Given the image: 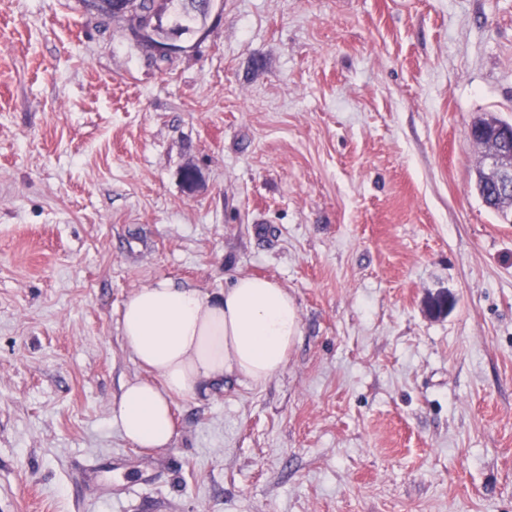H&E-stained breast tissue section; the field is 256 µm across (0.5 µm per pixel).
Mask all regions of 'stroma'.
I'll list each match as a JSON object with an SVG mask.
<instances>
[{
  "label": "stroma",
  "instance_id": "35a3bbf8",
  "mask_svg": "<svg viewBox=\"0 0 512 512\" xmlns=\"http://www.w3.org/2000/svg\"><path fill=\"white\" fill-rule=\"evenodd\" d=\"M183 43L0 0V512H512V224L468 133L512 122V0H217ZM240 275L294 297L286 367L133 447L125 300ZM480 198L482 202L496 214L502 217L501 212L505 209L512 211L511 196H502L493 183H483L480 187Z\"/></svg>",
  "mask_w": 512,
  "mask_h": 512
}]
</instances>
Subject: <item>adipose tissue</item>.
Returning <instances> with one entry per match:
<instances>
[{
  "label": "adipose tissue",
  "instance_id": "ef3b65f1",
  "mask_svg": "<svg viewBox=\"0 0 512 512\" xmlns=\"http://www.w3.org/2000/svg\"><path fill=\"white\" fill-rule=\"evenodd\" d=\"M125 344L149 379L124 384L111 423L137 448L175 438V398L234 378L263 383L279 374L301 337L294 298L277 282L250 275L209 294L170 280L134 292L121 313Z\"/></svg>",
  "mask_w": 512,
  "mask_h": 512
}]
</instances>
